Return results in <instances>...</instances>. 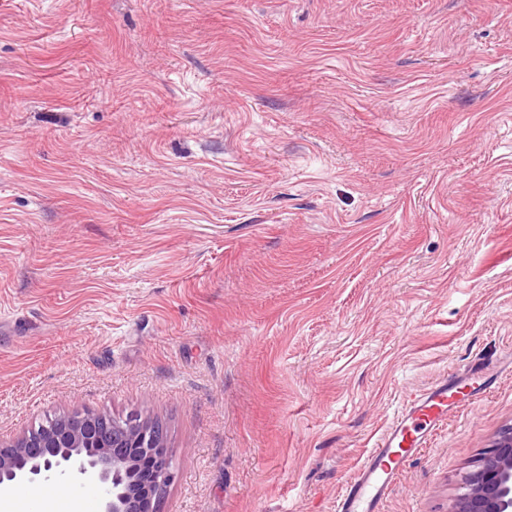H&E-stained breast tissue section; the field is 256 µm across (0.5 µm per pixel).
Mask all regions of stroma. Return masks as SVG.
Here are the masks:
<instances>
[{
	"label": "stroma",
	"mask_w": 512,
	"mask_h": 512,
	"mask_svg": "<svg viewBox=\"0 0 512 512\" xmlns=\"http://www.w3.org/2000/svg\"><path fill=\"white\" fill-rule=\"evenodd\" d=\"M512 358V0H0V438L161 421L159 512H336L406 393ZM512 423L451 410L383 512Z\"/></svg>",
	"instance_id": "35a3bbf8"
}]
</instances>
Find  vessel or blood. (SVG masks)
Masks as SVG:
<instances>
[{
	"label": "vessel or blood",
	"instance_id": "vessel-or-blood-1",
	"mask_svg": "<svg viewBox=\"0 0 512 512\" xmlns=\"http://www.w3.org/2000/svg\"><path fill=\"white\" fill-rule=\"evenodd\" d=\"M492 384L482 365L464 373L452 372L419 393L409 394L394 420L364 458L336 503V512H382L395 481L405 464L428 438L441 428L451 409L464 397L485 391Z\"/></svg>",
	"mask_w": 512,
	"mask_h": 512
}]
</instances>
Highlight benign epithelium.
Listing matches in <instances>:
<instances>
[{
	"label": "benign epithelium",
	"mask_w": 512,
	"mask_h": 512,
	"mask_svg": "<svg viewBox=\"0 0 512 512\" xmlns=\"http://www.w3.org/2000/svg\"><path fill=\"white\" fill-rule=\"evenodd\" d=\"M51 433L0 444V489L20 482L55 487L74 475L103 489L101 512H153L174 479L155 421L107 413L63 414ZM448 512H512V424L503 426L466 472Z\"/></svg>",
	"instance_id": "obj_1"
}]
</instances>
